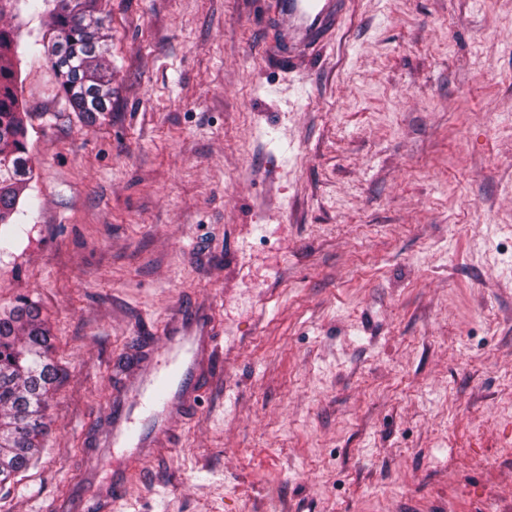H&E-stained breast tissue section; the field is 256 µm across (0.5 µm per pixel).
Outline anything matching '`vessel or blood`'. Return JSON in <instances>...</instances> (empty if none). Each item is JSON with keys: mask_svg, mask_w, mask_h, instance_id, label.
Wrapping results in <instances>:
<instances>
[{"mask_svg": "<svg viewBox=\"0 0 512 512\" xmlns=\"http://www.w3.org/2000/svg\"><path fill=\"white\" fill-rule=\"evenodd\" d=\"M344 7L345 0H271L268 20L276 36L265 56L284 72L317 56L338 29ZM215 348L205 314L190 310L171 321L159 350H141L134 368H117L119 385L98 449L72 492V512H112L128 479V462L169 437L173 418L194 402L197 371Z\"/></svg>", "mask_w": 512, "mask_h": 512, "instance_id": "b4317fda", "label": "vessel or blood"}]
</instances>
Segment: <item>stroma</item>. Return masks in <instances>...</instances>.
Masks as SVG:
<instances>
[{"instance_id": "35a3bbf8", "label": "stroma", "mask_w": 512, "mask_h": 512, "mask_svg": "<svg viewBox=\"0 0 512 512\" xmlns=\"http://www.w3.org/2000/svg\"><path fill=\"white\" fill-rule=\"evenodd\" d=\"M265 0H104L87 123L22 7L30 198L0 310L39 304L61 379L0 512H60L112 368L206 310L220 348L114 512H512V0H349L265 57Z\"/></svg>"}]
</instances>
